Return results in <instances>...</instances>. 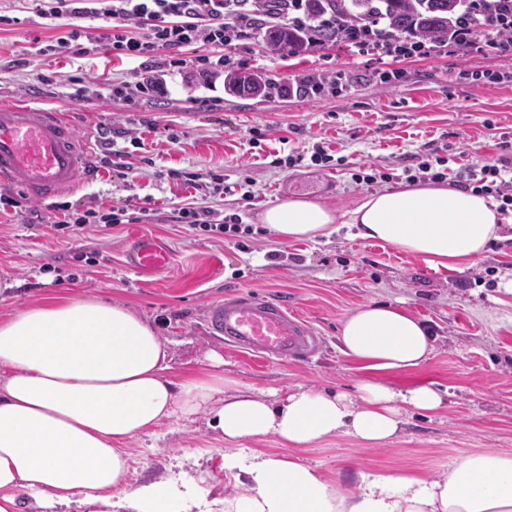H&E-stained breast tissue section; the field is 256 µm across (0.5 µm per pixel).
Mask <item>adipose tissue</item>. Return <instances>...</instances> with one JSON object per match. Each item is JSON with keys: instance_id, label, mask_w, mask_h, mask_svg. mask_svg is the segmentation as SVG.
<instances>
[{"instance_id": "obj_1", "label": "adipose tissue", "mask_w": 512, "mask_h": 512, "mask_svg": "<svg viewBox=\"0 0 512 512\" xmlns=\"http://www.w3.org/2000/svg\"><path fill=\"white\" fill-rule=\"evenodd\" d=\"M259 220L283 240H313L337 223L438 267L472 263L502 239L512 217L491 198L443 185L373 192L353 209L293 197ZM339 352L363 373L356 395L300 389L225 391L210 369L174 381L157 330L126 306L95 296L55 298L0 323V512H18V491L44 512L73 502L87 512H203L197 482L127 486L126 443L163 421L205 411L224 440L267 436L291 454L225 455L224 470L243 476L224 512H512V453L477 452L436 478L405 472L363 474L331 484L298 450L343 433L377 445L395 435L402 407L434 412L448 396L436 384L406 390L382 375L413 371L432 353L431 332L403 308L369 304L341 323ZM119 498H112V491Z\"/></svg>"}]
</instances>
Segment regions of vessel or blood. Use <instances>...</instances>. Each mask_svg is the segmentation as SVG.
<instances>
[{
  "label": "vessel or blood",
  "instance_id": "obj_1",
  "mask_svg": "<svg viewBox=\"0 0 512 512\" xmlns=\"http://www.w3.org/2000/svg\"><path fill=\"white\" fill-rule=\"evenodd\" d=\"M88 149L65 113L27 101L0 107V182L31 200L53 199L96 178ZM174 260L169 244L147 234L135 236L126 254L128 268L145 277L167 271ZM207 324L213 334L270 360L310 354L316 343L313 331L273 300L246 297L212 304Z\"/></svg>",
  "mask_w": 512,
  "mask_h": 512
}]
</instances>
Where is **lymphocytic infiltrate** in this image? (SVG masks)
I'll return each mask as SVG.
<instances>
[{"instance_id": "1", "label": "lymphocytic infiltrate", "mask_w": 512, "mask_h": 512, "mask_svg": "<svg viewBox=\"0 0 512 512\" xmlns=\"http://www.w3.org/2000/svg\"><path fill=\"white\" fill-rule=\"evenodd\" d=\"M87 2L38 0V17L52 21L66 15L73 20L66 37L44 45L40 52L82 54L83 40L88 36L84 19H106L112 29L101 36V43L118 57L139 60L143 70L136 84L112 82V95L118 99L138 93L165 94L160 78L164 72L183 75L203 88L214 89L232 62L229 51L244 27L264 29L279 21L278 16L270 14L252 18L241 15L239 0H97L94 8ZM456 181L463 189L496 197L512 207L511 158L465 163Z\"/></svg>"}]
</instances>
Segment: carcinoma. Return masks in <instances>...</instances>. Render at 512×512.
Returning a JSON list of instances; mask_svg holds the SVG:
<instances>
[{
    "label": "carcinoma",
    "instance_id": "carcinoma-1",
    "mask_svg": "<svg viewBox=\"0 0 512 512\" xmlns=\"http://www.w3.org/2000/svg\"><path fill=\"white\" fill-rule=\"evenodd\" d=\"M470 11L469 0H304L300 20H282L264 31L266 46L298 55L310 43L338 44L340 28L379 21L385 35L407 40H448L455 22ZM272 81L261 73L230 70L224 87L235 94L268 96Z\"/></svg>",
    "mask_w": 512,
    "mask_h": 512
}]
</instances>
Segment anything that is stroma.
Masks as SVG:
<instances>
[{"mask_svg": "<svg viewBox=\"0 0 512 512\" xmlns=\"http://www.w3.org/2000/svg\"><path fill=\"white\" fill-rule=\"evenodd\" d=\"M0 15L6 18L0 105L32 100L72 114L100 169L96 181L62 195V202L80 213L125 202L146 213L132 224L60 233L52 203L13 192L16 207L0 206V322L46 299L100 295L158 329L173 380L206 369L215 353L225 377L242 389H275L283 397L302 387L351 394L360 373L336 348L340 322L372 302L395 304L427 325L434 351L421 369L393 374L389 383L399 389L439 384L449 391L447 404L431 413L402 409L400 430L380 445L335 435L301 451L303 461L329 482L344 483L395 470L435 477L473 452L512 453L511 239L493 242L473 264L435 269L344 228L315 242L285 241L259 221L267 204L289 197L354 208L379 189L352 178L367 164L397 188L417 155L437 152L452 171L468 160L499 157L502 145L512 146V55L476 44L395 62L341 44L293 57L269 50L255 28L233 51L242 71L280 82L302 73L339 75L342 92L263 101L227 94L212 102L208 90L176 75L167 80V96L125 101L112 97L108 82H136L137 62L99 47L80 56L40 54L69 28L63 18L46 24L34 0H0ZM392 67L404 70L405 79L375 77V70ZM484 72L501 74V82L481 80ZM129 129L140 133L143 147L132 145ZM319 142L333 153L330 166H274L276 158L310 154ZM115 149L127 153V176L114 177L103 164ZM173 169L214 172L224 187L184 186L170 177ZM248 181L250 199L240 190ZM187 205L238 215L253 232L237 240L170 223V211ZM138 234L170 244L175 261L169 270L145 278L127 267L126 251ZM234 296L286 301L315 330L314 352L301 361H269L211 335L207 306ZM208 419L203 411L172 418L129 441L128 485L201 479L211 497L239 493L224 473V456L236 446Z\"/></svg>", "mask_w": 512, "mask_h": 512, "instance_id": "obj_1", "label": "stroma"}]
</instances>
